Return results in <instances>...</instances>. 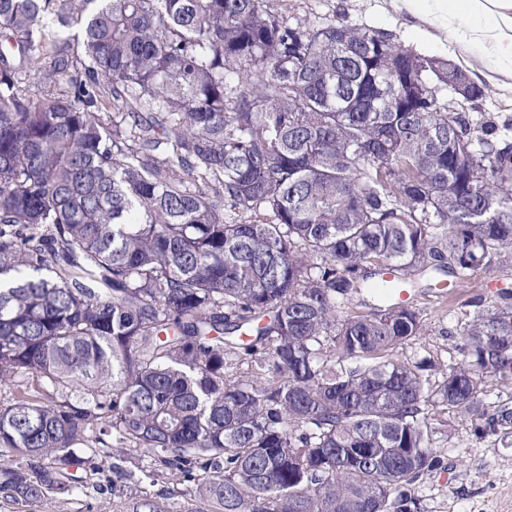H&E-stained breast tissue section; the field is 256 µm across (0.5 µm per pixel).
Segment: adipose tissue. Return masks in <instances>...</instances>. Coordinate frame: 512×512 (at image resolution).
Returning <instances> with one entry per match:
<instances>
[{
  "label": "adipose tissue",
  "instance_id": "1",
  "mask_svg": "<svg viewBox=\"0 0 512 512\" xmlns=\"http://www.w3.org/2000/svg\"><path fill=\"white\" fill-rule=\"evenodd\" d=\"M401 9L478 48L512 77V0H398Z\"/></svg>",
  "mask_w": 512,
  "mask_h": 512
}]
</instances>
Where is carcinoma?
I'll return each mask as SVG.
<instances>
[{
  "label": "carcinoma",
  "mask_w": 512,
  "mask_h": 512,
  "mask_svg": "<svg viewBox=\"0 0 512 512\" xmlns=\"http://www.w3.org/2000/svg\"><path fill=\"white\" fill-rule=\"evenodd\" d=\"M448 88L447 61L273 0H0V497L161 473L219 512H421L432 417H512L486 401L512 308L438 378L400 353L410 271L512 248V136Z\"/></svg>",
  "instance_id": "cac0c4a2"
}]
</instances>
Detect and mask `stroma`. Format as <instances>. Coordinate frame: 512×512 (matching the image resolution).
Segmentation results:
<instances>
[{"label": "stroma", "mask_w": 512, "mask_h": 512, "mask_svg": "<svg viewBox=\"0 0 512 512\" xmlns=\"http://www.w3.org/2000/svg\"><path fill=\"white\" fill-rule=\"evenodd\" d=\"M290 22H336L371 27L392 34L396 43L414 52L448 60L485 88L483 99L467 102L463 110L472 126L492 119L512 122V78L493 71L478 49L430 28L400 10L396 0H277ZM408 303L418 312L423 331L404 345V356L430 358L445 364L457 359L455 339L477 313L512 305V259L492 264L459 281L412 288ZM448 427H437L434 447L444 449V466L417 483L422 512H512V420L485 435L475 434L467 417L448 415ZM172 487L165 477L146 480L134 488L95 498L63 496L54 512H129L142 496H156Z\"/></svg>", "instance_id": "1"}]
</instances>
